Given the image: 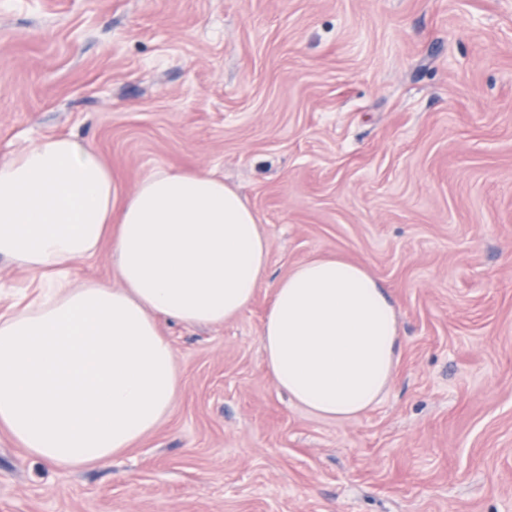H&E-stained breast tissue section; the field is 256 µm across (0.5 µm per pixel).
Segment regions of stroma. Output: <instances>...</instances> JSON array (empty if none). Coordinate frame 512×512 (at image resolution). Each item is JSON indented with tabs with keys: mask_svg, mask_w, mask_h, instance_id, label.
<instances>
[{
	"mask_svg": "<svg viewBox=\"0 0 512 512\" xmlns=\"http://www.w3.org/2000/svg\"><path fill=\"white\" fill-rule=\"evenodd\" d=\"M89 142L120 194L212 170L269 239L220 326L164 319L180 376L109 466L0 434V512H512V0H0V156ZM361 260L402 358L343 422L263 363L270 285Z\"/></svg>",
	"mask_w": 512,
	"mask_h": 512,
	"instance_id": "stroma-1",
	"label": "stroma"
}]
</instances>
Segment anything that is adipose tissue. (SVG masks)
Here are the masks:
<instances>
[{"label":"adipose tissue","instance_id":"obj_1","mask_svg":"<svg viewBox=\"0 0 512 512\" xmlns=\"http://www.w3.org/2000/svg\"><path fill=\"white\" fill-rule=\"evenodd\" d=\"M105 242L119 286L73 281L70 264ZM268 256L255 212L214 173L160 170L123 196L94 147L69 135L0 157V257L33 288L0 315V431L62 469L109 465L178 390L160 319L239 317ZM260 340L280 390L343 422L393 378L399 307L362 262L316 257L273 284Z\"/></svg>","mask_w":512,"mask_h":512}]
</instances>
